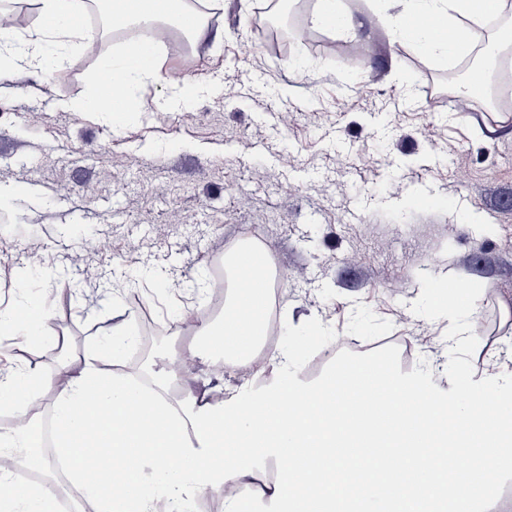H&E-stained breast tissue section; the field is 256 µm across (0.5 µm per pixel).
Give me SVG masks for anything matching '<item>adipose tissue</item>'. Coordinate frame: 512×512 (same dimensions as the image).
Listing matches in <instances>:
<instances>
[{
    "label": "adipose tissue",
    "mask_w": 512,
    "mask_h": 512,
    "mask_svg": "<svg viewBox=\"0 0 512 512\" xmlns=\"http://www.w3.org/2000/svg\"><path fill=\"white\" fill-rule=\"evenodd\" d=\"M406 3L403 13L392 21L396 38L413 48L423 61L469 55V23L490 15L512 16V0H447L442 7L436 6L434 0H406ZM84 6L85 0H40V13L48 24L26 37L19 35L14 27L1 25L0 48L10 51L12 57L0 66V80L10 77L23 64L33 69L43 68L47 35L64 41L80 37L74 19ZM428 16L438 19L444 29L442 36H432L427 30L416 27L417 19ZM308 25L313 29L331 25L338 33L354 39L362 28L361 21L344 8L342 0H318L317 8L308 17ZM264 332V323H254L249 338L242 341L225 323L215 325L204 321L198 328L199 336L208 342L209 358L232 366L256 350ZM50 386L49 378L22 370L0 375V407L11 408L22 418ZM31 445L27 426L22 422L12 431L0 433V512H54L56 496L52 486L20 487L12 481L10 470L1 465L5 449Z\"/></svg>",
    "instance_id": "ef3b65f1"
}]
</instances>
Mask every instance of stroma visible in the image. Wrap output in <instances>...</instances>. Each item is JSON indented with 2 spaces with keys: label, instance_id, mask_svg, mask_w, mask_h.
<instances>
[{
  "label": "stroma",
  "instance_id": "35a3bbf8",
  "mask_svg": "<svg viewBox=\"0 0 512 512\" xmlns=\"http://www.w3.org/2000/svg\"><path fill=\"white\" fill-rule=\"evenodd\" d=\"M345 3L359 39L323 29L275 45L261 9L297 29L313 0H212L205 37L186 56L159 47L158 76L130 86L119 117L65 108L93 99L101 62L127 44L95 23L98 53L50 42L45 72L0 83V305L44 316L38 342L0 333V369L65 385L90 338L134 321L140 345L118 374L147 362L229 403L257 380L196 351L191 313L220 321L232 290L210 282L249 231L278 272L279 322L315 317L337 332L305 380L393 336L402 372L426 360L448 390L450 321L410 309L422 271L482 284L472 363L481 379L512 374V106L453 100L449 77L474 60L420 65L373 16L403 0ZM175 73L193 90L171 109ZM23 184L38 197H18ZM164 337L172 355L151 356Z\"/></svg>",
  "mask_w": 512,
  "mask_h": 512
}]
</instances>
